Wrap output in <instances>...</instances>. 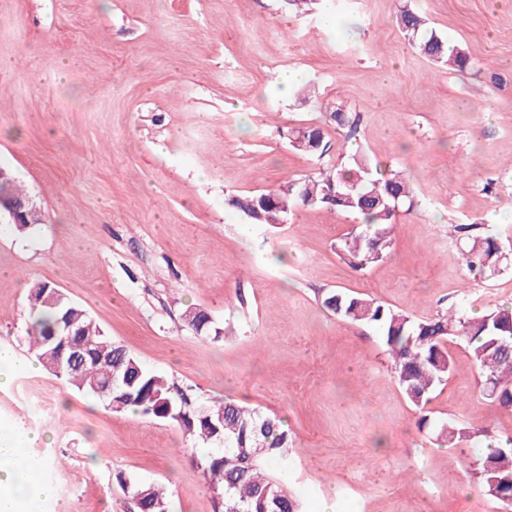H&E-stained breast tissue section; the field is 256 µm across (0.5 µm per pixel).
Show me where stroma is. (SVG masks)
Wrapping results in <instances>:
<instances>
[{
  "mask_svg": "<svg viewBox=\"0 0 512 512\" xmlns=\"http://www.w3.org/2000/svg\"><path fill=\"white\" fill-rule=\"evenodd\" d=\"M463 49L453 71L416 53L401 7ZM0 166L43 223L0 233V346L31 359L29 291L48 281L192 405L227 399L282 419L288 464L268 465L322 512H503L472 466L437 438L454 420L512 437L465 343L418 414L377 328L322 304L343 290L411 317L512 304V0H0ZM301 70L283 90L279 77ZM360 118L355 139L324 104ZM324 127L325 159L285 133ZM403 172L418 205L388 255L351 269L337 251L358 224L325 207L251 224L233 195L276 188L353 153ZM453 224L497 232L506 257L473 277ZM224 330L201 338L187 308ZM0 432L45 462L67 512H136L116 474L162 485L169 512H216L203 443L176 424L118 414L47 370L0 389ZM44 441L29 444L30 433Z\"/></svg>",
  "mask_w": 512,
  "mask_h": 512,
  "instance_id": "stroma-1",
  "label": "stroma"
}]
</instances>
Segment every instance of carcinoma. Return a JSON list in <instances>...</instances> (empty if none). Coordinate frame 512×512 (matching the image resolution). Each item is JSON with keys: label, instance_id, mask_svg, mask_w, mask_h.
I'll return each instance as SVG.
<instances>
[{"label": "carcinoma", "instance_id": "cac0c4a2", "mask_svg": "<svg viewBox=\"0 0 512 512\" xmlns=\"http://www.w3.org/2000/svg\"><path fill=\"white\" fill-rule=\"evenodd\" d=\"M397 21L404 38L432 63L457 70L470 65L467 53L448 46V40L428 30L419 13L403 9ZM329 118L346 132V138L355 134L358 118L343 106L332 108ZM287 139L299 152L320 160L326 155L324 133L319 125L291 129ZM415 203L414 189L401 172L392 170L386 174L361 155L351 156L345 165L324 164L303 180L284 181L266 193L227 200L228 206L251 224L285 221L298 205L325 206L359 216L365 230L352 234L340 245L341 257L356 271L387 256L398 216L412 210ZM475 230L474 224H456L453 233L465 246L468 270L482 276L499 266L503 253L495 235L477 234ZM30 306L36 326L30 346L46 370L96 399L100 398L97 390L110 381L112 396L100 399L112 411L131 410L175 422L186 434L209 446L197 464L212 487L220 492L221 512H300L297 498L262 467L265 462L281 466L287 463L288 430L279 419L233 401L193 408L184 395L172 393L161 375L105 336L85 310L66 296H61L56 307L33 301ZM323 306L345 322L377 327L392 359L398 384L419 411L418 429L429 427L430 418L425 411L429 396L452 373L453 359L448 349L451 338L466 342L480 369L482 385L495 389L491 401L504 409L512 408V352L506 355L502 351V343L512 344V307L497 306L475 319L450 308L448 313L427 321L340 290L328 293ZM63 317L73 324L82 340L90 343V353L79 366L69 365L59 356L55 334ZM185 317L199 336L223 335L203 310L189 308ZM438 436L455 445L476 437L488 440L486 454L475 462L477 475L489 496L507 507L512 505L511 441L495 442L486 429L448 422L440 425ZM116 480L128 491L139 512H168L165 493L158 485L120 473Z\"/></svg>", "mask_w": 512, "mask_h": 512}]
</instances>
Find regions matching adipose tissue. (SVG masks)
Segmentation results:
<instances>
[{
  "instance_id": "obj_1",
  "label": "adipose tissue",
  "mask_w": 512,
  "mask_h": 512,
  "mask_svg": "<svg viewBox=\"0 0 512 512\" xmlns=\"http://www.w3.org/2000/svg\"><path fill=\"white\" fill-rule=\"evenodd\" d=\"M42 459L23 452L6 435L0 436V512H36L39 502L51 501L56 492L41 478Z\"/></svg>"
}]
</instances>
